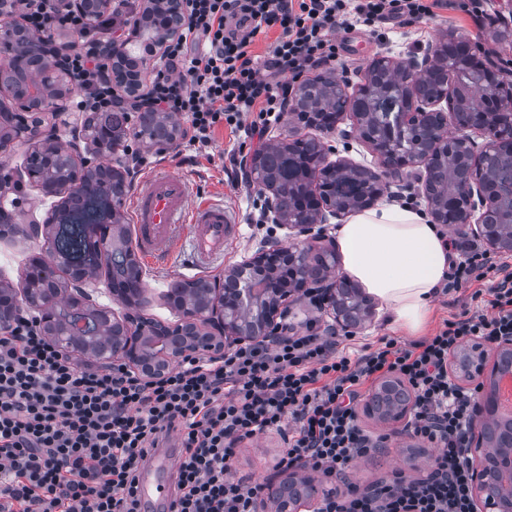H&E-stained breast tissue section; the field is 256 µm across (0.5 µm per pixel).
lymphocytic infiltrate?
<instances>
[{
    "label": "lymphocytic infiltrate",
    "instance_id": "f902f5d3",
    "mask_svg": "<svg viewBox=\"0 0 512 512\" xmlns=\"http://www.w3.org/2000/svg\"><path fill=\"white\" fill-rule=\"evenodd\" d=\"M444 0H186L181 36L164 51L145 103L125 102L97 60L68 54L77 109L125 112L149 106L180 117L187 150L199 153L216 128L240 143L283 117L292 82L335 61L336 33L391 19L432 17ZM27 28L57 25L79 36L91 19L58 11L56 0H21ZM281 35L266 59L250 47L269 28ZM445 294L490 279L474 298L486 311H462L435 334L403 343L381 337L357 354L340 349L335 330L308 322L218 354L185 357L158 377L120 365L79 363L25 317L0 334V512H137V470L165 432L182 448L171 512H258L263 483L235 476L236 448L269 433L282 439L277 466L308 467L327 478L347 473L379 447L358 422L367 387L396 375L411 386L409 430L433 444L424 478L371 490L332 491L313 512H472L464 435L476 392L448 376V357L472 338L512 336V264L475 245L451 243Z\"/></svg>",
    "mask_w": 512,
    "mask_h": 512
}]
</instances>
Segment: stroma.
<instances>
[{"instance_id": "1", "label": "stroma", "mask_w": 512, "mask_h": 512, "mask_svg": "<svg viewBox=\"0 0 512 512\" xmlns=\"http://www.w3.org/2000/svg\"><path fill=\"white\" fill-rule=\"evenodd\" d=\"M512 29V0H490L480 20H473L468 14L451 8L437 9L434 17L413 26L385 25L384 37L378 38L360 29L344 36V49L331 72L356 84L363 80L372 59L377 54L399 58L414 52H423L426 47L454 32L481 44L483 48H495L496 61L504 68L512 70V45L493 43L489 32L490 21ZM235 142V136L226 128H218L214 135L210 155L198 156L193 160L177 162L172 151H161L145 144L134 136H126L124 147L140 151L148 159H162L169 169L192 175L191 186L194 201L221 202L228 206L236 217L239 234L226 248L224 258L216 262L205 273L212 279L223 276L225 270L250 259L267 242L276 239L287 242L288 230L272 227L269 235H262L255 228L257 210L252 205L250 194L256 186L250 180H243L241 187H234L231 179V165L227 158ZM55 198L45 196L29 183L11 189L8 196L0 198V205L13 206L21 223L39 224L55 205ZM37 241L5 239L0 241V280L21 286L24 266L32 254L38 252ZM188 256L179 251L173 263L153 269H144L146 291L140 309L142 316L174 324L180 319L179 312L167 306L164 294L173 283L190 281L185 269ZM361 427L373 435L385 436L383 450L377 454L357 457L349 472V482L360 491L380 481L391 478L393 471H400L403 477H422L430 462L433 449L429 444L408 438L393 431L392 427L378 423L367 417H360ZM280 439L268 435L253 443H245L237 448L233 468L237 475L252 478L259 482L278 481L285 473L277 469L276 461L280 453Z\"/></svg>"}]
</instances>
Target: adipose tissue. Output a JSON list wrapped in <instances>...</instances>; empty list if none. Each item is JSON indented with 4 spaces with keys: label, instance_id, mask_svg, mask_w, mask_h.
I'll list each match as a JSON object with an SVG mask.
<instances>
[{
    "label": "adipose tissue",
    "instance_id": "ef3b65f1",
    "mask_svg": "<svg viewBox=\"0 0 512 512\" xmlns=\"http://www.w3.org/2000/svg\"><path fill=\"white\" fill-rule=\"evenodd\" d=\"M336 247L343 274L380 301L393 328L425 326L449 266L437 225L410 206L382 204L352 214L336 231Z\"/></svg>",
    "mask_w": 512,
    "mask_h": 512
}]
</instances>
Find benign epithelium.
I'll use <instances>...</instances> for the list:
<instances>
[{
    "mask_svg": "<svg viewBox=\"0 0 512 512\" xmlns=\"http://www.w3.org/2000/svg\"><path fill=\"white\" fill-rule=\"evenodd\" d=\"M64 11L98 20L112 13V0H59ZM185 25V0H140L134 19L123 37L99 39L85 44L102 63V71L113 86L132 102L144 99L143 82L153 62L163 55L168 43L178 37ZM138 58L137 74L129 79L119 63ZM24 66L34 67L42 83L31 89L40 101L63 115V100L71 93L70 74L63 48L52 35L34 32L17 20L12 0H0V94L10 106L0 108V153L15 142L29 146L24 167L14 169L0 164V194L24 179L41 191L61 198L43 224H21L11 211L0 207V239L16 234L42 241V248L53 256L45 262L38 254L29 259L22 287L15 289L0 282V332L7 333L24 310L38 312L36 321L43 334L60 350L90 354L101 363L118 362L143 375H158L188 354L207 350L218 352L234 345L257 342L275 334L291 302L318 292L334 314V321L351 332L370 315L369 306L355 313L341 302L348 280H330L315 268L336 255L334 240L314 232L316 226L332 218L369 209L389 188L388 178L405 180L404 187L426 199L435 223L455 227L463 236L483 241L494 251L512 252V239L497 234L498 224L512 223L500 203L512 201V180L491 182L486 161L506 151L512 153V73L503 70L481 47L450 33L428 46L422 56L394 59L373 58L368 71L374 75L397 73L405 97L396 113L395 124L369 127L361 112L362 99L372 91L370 82L350 94L348 84L336 80V111L306 112L308 86L301 82L288 101L298 123L324 135L350 137L339 128L347 118L353 129L379 160V167L356 170L343 159L328 160L331 150L323 141L311 139L292 129L288 155L310 140L317 145L315 159L305 163L302 181L308 190L299 208L287 214L281 208L277 183L267 178L253 156L245 160L247 176L269 193L267 211L276 224L293 231L295 242L284 246L273 241L259 250L243 266L224 277L205 281L196 308L178 307L183 320L175 325L144 318L140 312L143 270L130 244L125 227L112 223L120 210L127 188L122 161H114L110 174L94 177L99 147L107 140L120 146L108 113L88 117L75 129V140L60 143L56 131L43 126L34 115L28 96L16 92L15 73ZM486 89L485 102H476L472 83ZM452 117L457 135L447 137V117ZM458 156V173L451 202L436 200L437 167L448 152ZM98 200L99 218L84 229L83 251L74 259L61 251L58 238L85 201ZM123 258V272L111 275L112 299L123 309L118 315L108 308H92L91 316L64 322L56 311L58 296L68 287L83 288L90 283L88 268L110 265ZM512 367V338L496 341L488 350L485 340L473 338L453 353L451 371L460 380L477 385V416L495 410L494 392L498 374ZM414 406L411 387L400 378L383 381L366 399L363 413L389 426L406 424ZM465 455L470 467L475 512H512V425L495 446L488 432L473 426L466 432ZM319 493L312 473L305 467L288 473V478L268 487L267 504L276 512H300Z\"/></svg>",
    "mask_w": 512,
    "mask_h": 512,
    "instance_id": "1",
    "label": "benign epithelium"
}]
</instances>
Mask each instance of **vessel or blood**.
I'll return each mask as SVG.
<instances>
[{
    "instance_id": "obj_1",
    "label": "vessel or blood",
    "mask_w": 512,
    "mask_h": 512,
    "mask_svg": "<svg viewBox=\"0 0 512 512\" xmlns=\"http://www.w3.org/2000/svg\"><path fill=\"white\" fill-rule=\"evenodd\" d=\"M132 229L138 250L152 263L168 264L181 239H188L191 270L223 258L238 226L220 203L194 202L189 179L166 170L145 176L132 200ZM177 439L163 435L158 448L141 465L137 492L140 512H153L157 501L172 503L168 475L178 467Z\"/></svg>"
}]
</instances>
